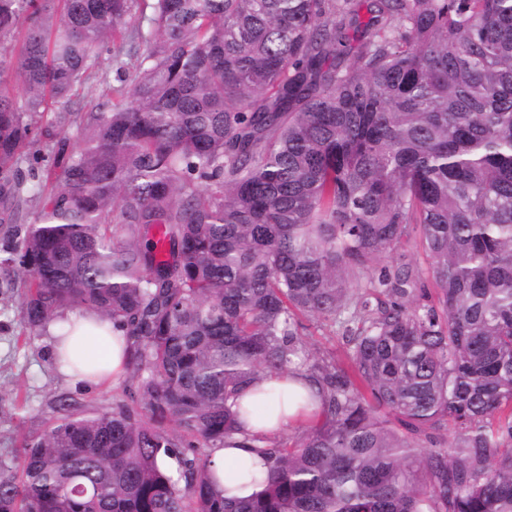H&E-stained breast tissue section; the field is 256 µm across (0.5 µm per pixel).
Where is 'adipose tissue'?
Returning <instances> with one entry per match:
<instances>
[{
	"label": "adipose tissue",
	"instance_id": "1",
	"mask_svg": "<svg viewBox=\"0 0 512 512\" xmlns=\"http://www.w3.org/2000/svg\"><path fill=\"white\" fill-rule=\"evenodd\" d=\"M52 353L60 369L73 384L101 386L120 378L126 371L127 339L122 329L86 314L66 315L62 323L51 324ZM317 396L315 385L303 370L288 376H272L253 383L235 400L245 410L240 431L232 446L214 449L213 471L219 488L230 495L249 498L258 494L268 472L265 455L255 447L258 437L274 438L280 432L308 418L313 406H303L298 395Z\"/></svg>",
	"mask_w": 512,
	"mask_h": 512
}]
</instances>
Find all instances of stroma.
<instances>
[{
	"label": "stroma",
	"mask_w": 512,
	"mask_h": 512,
	"mask_svg": "<svg viewBox=\"0 0 512 512\" xmlns=\"http://www.w3.org/2000/svg\"><path fill=\"white\" fill-rule=\"evenodd\" d=\"M125 381L80 389L57 368L51 334H29L15 290L0 272V461L12 463L21 437L42 430L55 416L57 397L66 395L84 408L111 409Z\"/></svg>",
	"instance_id": "35a3bbf8"
}]
</instances>
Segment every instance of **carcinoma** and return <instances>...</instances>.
I'll return each instance as SVG.
<instances>
[{
  "instance_id": "obj_1",
  "label": "carcinoma",
  "mask_w": 512,
  "mask_h": 512,
  "mask_svg": "<svg viewBox=\"0 0 512 512\" xmlns=\"http://www.w3.org/2000/svg\"><path fill=\"white\" fill-rule=\"evenodd\" d=\"M364 3L0 0V223L39 206L0 264L30 333L94 311L130 352L111 409L62 396L0 464V512H512V0ZM413 235L427 267L368 272ZM294 368L318 412L224 496L229 400ZM71 102L74 112H90L93 107L105 111L110 105L107 85L100 83L97 78H90L78 88ZM306 323L310 326V335L305 336V340L311 352H333L336 355V361H346V349L337 329L334 334L329 329L316 327L313 321H306Z\"/></svg>"
}]
</instances>
